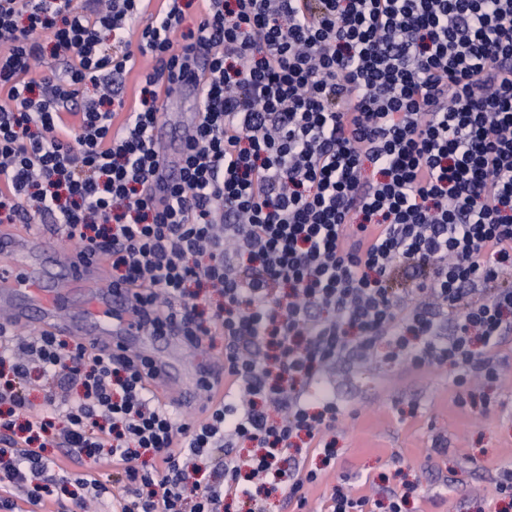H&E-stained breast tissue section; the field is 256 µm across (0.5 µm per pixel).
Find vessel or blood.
Wrapping results in <instances>:
<instances>
[{"mask_svg":"<svg viewBox=\"0 0 512 512\" xmlns=\"http://www.w3.org/2000/svg\"><path fill=\"white\" fill-rule=\"evenodd\" d=\"M53 234L30 224L0 226V328L31 324L98 348L135 351L165 384L173 408L194 404L196 389L207 377L223 378L222 362L198 352L196 343L179 336H150L139 327L129 295L113 290L107 263L98 257L73 256L61 262ZM78 288L84 294L79 313L60 317L59 291Z\"/></svg>","mask_w":512,"mask_h":512,"instance_id":"1","label":"vessel or blood"}]
</instances>
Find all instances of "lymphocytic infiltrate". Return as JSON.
Instances as JSON below:
<instances>
[{"label":"lymphocytic infiltrate","instance_id":"1","mask_svg":"<svg viewBox=\"0 0 512 512\" xmlns=\"http://www.w3.org/2000/svg\"><path fill=\"white\" fill-rule=\"evenodd\" d=\"M43 33L65 63L37 76ZM140 57L153 65L129 107L118 80ZM192 74L200 104L159 199L161 94ZM20 222L105 255L147 333L222 337L227 383L189 421L131 356L0 332V512L103 497L115 512H226L280 486L303 512L319 473L295 441L335 460L343 412L320 383L338 363L446 364L458 386L497 375L512 332V0H0V224ZM51 446L118 477L69 472ZM406 501L342 483L324 499Z\"/></svg>","mask_w":512,"mask_h":512}]
</instances>
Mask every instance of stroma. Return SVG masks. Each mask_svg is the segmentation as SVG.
I'll use <instances>...</instances> for the list:
<instances>
[{
	"label": "stroma",
	"instance_id": "stroma-1",
	"mask_svg": "<svg viewBox=\"0 0 512 512\" xmlns=\"http://www.w3.org/2000/svg\"><path fill=\"white\" fill-rule=\"evenodd\" d=\"M498 378L457 387L447 366L407 373L378 361L343 364L329 391L346 409L336 462L308 491L310 512L338 479L368 495L379 479L415 485L408 512H501L495 482L512 469V335L496 351Z\"/></svg>",
	"mask_w": 512,
	"mask_h": 512
}]
</instances>
